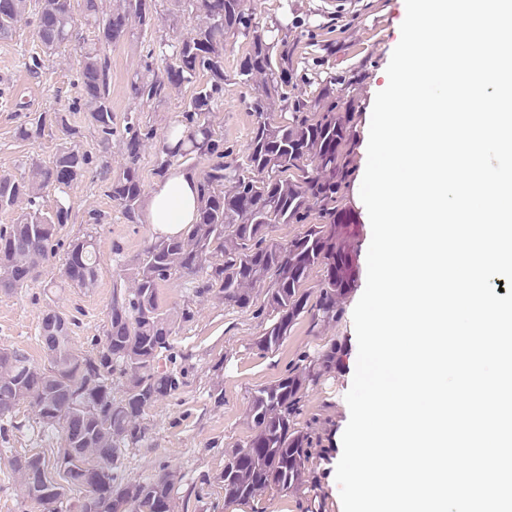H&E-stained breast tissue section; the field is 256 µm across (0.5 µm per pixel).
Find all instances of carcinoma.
Wrapping results in <instances>:
<instances>
[{"instance_id":"carcinoma-1","label":"carcinoma","mask_w":512,"mask_h":512,"mask_svg":"<svg viewBox=\"0 0 512 512\" xmlns=\"http://www.w3.org/2000/svg\"><path fill=\"white\" fill-rule=\"evenodd\" d=\"M158 0H122L117 8L103 0H0V37L20 21L32 27L43 54L53 56L63 45L77 42L78 96L68 111L41 112L20 124L16 137L35 141L55 130L64 142L51 160H31L20 176H0V210L20 209L16 223L0 227V290L21 288L40 275L54 253L53 239L71 218V206L58 201L53 212L42 210L50 190L60 195L89 172L93 157L77 141L67 112L87 111L104 148L112 144L110 106L111 62L106 47L122 41L132 29L157 34L159 49L168 52L164 72L153 67L149 49L142 69L128 83L131 99L160 104L202 74L205 84L181 112V133L164 140L155 157L156 174L174 164L198 158L209 161L199 175L200 203L196 222L182 237H157L119 265L104 330V345L83 353L71 343L70 321L56 310L42 318L40 337L52 353L49 362L35 364L20 349H0V433L13 425V414L29 406L47 429H60L61 441L53 462L40 454H18L10 467L23 499L43 512H61L63 501L45 507L30 488V470L41 466L51 477L71 480L79 492L78 512H173L175 477L164 470L149 483L118 480L116 462L124 448L146 440L142 420L153 404L174 395L183 385L181 373L163 369L159 360L176 334L177 321L192 316L190 308L174 314L162 307L160 288L181 278L202 276L200 293H216L225 303L249 308L263 296L268 323L257 341L263 351L280 345L308 307L304 285L316 267L324 269L317 316L336 320L340 305L356 279L354 241L357 224L352 213L336 205L340 184L349 174L344 147L351 114L327 102L312 111L282 92L285 72L272 69L271 43L256 30L244 0H179L182 11L194 15L192 34L167 37L169 24ZM88 35L74 37L76 17ZM251 38V50L240 63L243 76L262 74L265 85L250 108L255 112L249 153L226 174L224 136L210 120L224 98V34ZM282 111L273 108L274 99ZM153 126L127 117L122 147L124 164L112 173L103 164L105 189L124 218L136 224L142 213L143 185L139 173L144 142ZM324 202L328 224H312L281 244L269 239L277 224H302L309 199ZM99 260L93 236L73 240L62 264L61 285L80 291L96 287ZM336 366V347L310 360L308 367L258 390L249 416L253 433L224 464V498L234 503L263 495L270 489L297 491L310 457L309 436L296 428L300 391L307 378ZM125 378L123 395L112 396V377ZM110 462L108 473L97 468Z\"/></svg>"}]
</instances>
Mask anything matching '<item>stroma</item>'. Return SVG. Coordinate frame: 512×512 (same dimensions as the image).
Masks as SVG:
<instances>
[{
  "instance_id": "35a3bbf8",
  "label": "stroma",
  "mask_w": 512,
  "mask_h": 512,
  "mask_svg": "<svg viewBox=\"0 0 512 512\" xmlns=\"http://www.w3.org/2000/svg\"><path fill=\"white\" fill-rule=\"evenodd\" d=\"M245 5L259 31L278 32L271 56L274 68L289 74V100L312 104L328 95L340 110L352 114L346 146L349 175L337 201L356 218L357 260L365 262L371 225L359 190L372 107L398 42L405 0H245ZM155 43L154 36L139 35L108 50L115 130H122L127 113L135 112L156 131L141 153L140 172L147 190L158 180L156 152L196 91L195 86H187L160 105L129 98L127 84ZM249 47L244 37H227L224 98L212 114L232 162L247 155L256 125L250 101L261 80L239 74L240 60ZM40 54L25 23H18L10 37L0 38V176L20 175L23 162L30 158L49 160L62 142L57 132L31 142L15 137L16 127L28 118L67 110L78 91V57L71 48L60 49L54 57L42 59L40 69H31L32 58ZM67 199L71 219L57 235L56 256L45 264L40 280L8 294L0 291V347L22 349L39 364L47 360L39 327L51 308L71 319L75 348L95 351L107 323L118 258H132L154 237L148 224L127 223L96 173L73 183ZM93 212L103 215V223H90ZM88 234L94 236L99 251L96 288L87 292L44 288V281L59 278L69 243ZM366 275V270H359L336 321L323 322L313 312H305L279 347L268 352L256 346L265 321L255 308L240 309L199 293L195 280L189 278L163 286L164 308L187 306L193 311L172 339L173 366L183 373L185 384L147 412L143 419L147 439L123 449L117 461L119 477L142 483L153 480L160 470L173 472L175 512H343L335 479L342 442L336 434L350 415L345 395L358 352L352 313L364 291ZM332 347L338 350L339 364L309 378L300 392L296 422L313 446L301 488L288 493L273 489L233 506L226 504L220 476L225 460L252 432L248 410L255 392L303 367L305 357ZM14 420L17 430L0 439V512H33L21 497L9 460L24 453L53 457L60 435L40 429L32 409L25 405L18 407Z\"/></svg>"
}]
</instances>
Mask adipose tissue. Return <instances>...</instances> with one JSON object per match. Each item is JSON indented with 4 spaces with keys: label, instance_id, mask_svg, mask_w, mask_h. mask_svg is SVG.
Returning <instances> with one entry per match:
<instances>
[{
    "label": "adipose tissue",
    "instance_id": "obj_1",
    "mask_svg": "<svg viewBox=\"0 0 512 512\" xmlns=\"http://www.w3.org/2000/svg\"><path fill=\"white\" fill-rule=\"evenodd\" d=\"M198 197L196 174L182 167L171 168L148 194L143 218L156 235L179 236L196 220Z\"/></svg>",
    "mask_w": 512,
    "mask_h": 512
}]
</instances>
